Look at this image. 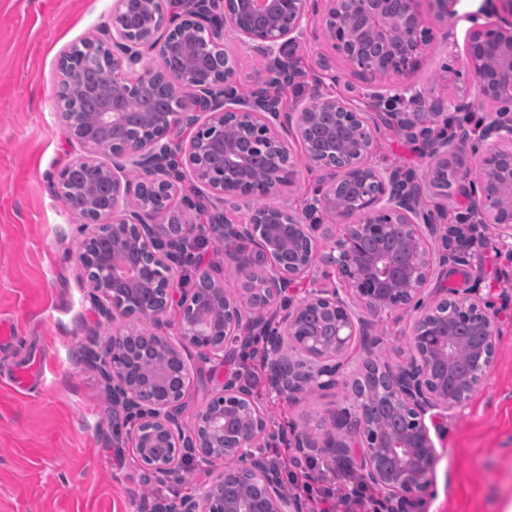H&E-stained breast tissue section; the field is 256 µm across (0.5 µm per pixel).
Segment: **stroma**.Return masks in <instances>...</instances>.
Instances as JSON below:
<instances>
[{"label": "stroma", "mask_w": 512, "mask_h": 512, "mask_svg": "<svg viewBox=\"0 0 512 512\" xmlns=\"http://www.w3.org/2000/svg\"><path fill=\"white\" fill-rule=\"evenodd\" d=\"M480 0H461L455 42L439 25L430 27V55L412 81L426 103L468 97L475 118L490 122L496 106L483 98L465 65L468 12ZM113 0H0V512H149L157 501L192 495L211 481L217 467L192 462L175 474L148 477L128 440L125 410L105 415L98 370L80 361L89 329L112 334L99 322L83 271L72 257L83 222L51 192L50 181L79 154L59 112L55 90L59 60L94 35L112 16ZM237 58L239 95L249 96L262 59L227 35ZM316 24L291 47L304 78L288 96L289 111L318 96L363 104L370 86L343 63L334 75L321 72V58L334 57ZM378 169L397 168L425 178L432 161L421 141L381 123L369 158ZM198 245L193 262L178 264V277L195 284L201 271L224 283L236 277L224 265V247L209 232V215L189 211ZM488 248H462L442 286L474 290L498 321L496 361L469 400L449 413L434 444L440 455L435 478L412 512H512V247L491 225L479 227ZM411 316L378 317L375 356L396 367L408 355ZM194 379L181 422L191 430L198 411L237 371L261 370L259 357L234 354L224 362L189 355ZM271 430L316 427L349 406V390L335 389L297 402L254 390Z\"/></svg>", "instance_id": "obj_1"}]
</instances>
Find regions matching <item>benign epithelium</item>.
<instances>
[{
  "mask_svg": "<svg viewBox=\"0 0 512 512\" xmlns=\"http://www.w3.org/2000/svg\"><path fill=\"white\" fill-rule=\"evenodd\" d=\"M455 0H140L153 19L136 27L129 0H115L112 25L85 41L89 55L108 52L112 96L96 112H63L65 127L81 148L70 166L100 170L111 188L112 204L81 225L74 255L87 273L98 317L112 322V336L101 342L88 330L82 361L99 369L106 396L137 416L131 431L136 455L155 476L193 459L220 471L199 493L161 504L156 512H306L301 500L283 490L280 470L254 459L240 462L257 441H273L252 390L225 377L221 393L197 414L184 433L181 414L191 372L185 352L202 360L224 357L232 346L246 351L243 337L259 327L267 336L263 359L278 371L270 382L277 394L299 401L343 381L342 358L358 336L370 335L373 317L393 309L413 311L405 364L392 368L376 359L381 385L352 399L331 416L332 429L293 433L305 457L336 449L337 464L357 466L364 481L404 499L425 492L435 460L430 430L440 433L448 413L460 407L494 366L493 336L498 326L489 306L469 291L442 288L425 299L437 267L462 257L448 251V238L462 237L449 227L437 241L440 212L421 208L425 193L437 189L430 178L418 181L398 169L368 163L376 142L372 112L339 97H319L295 113L280 111L274 89L291 84L300 72L287 48L312 21L345 64L368 84L391 86L418 73L429 52L432 20L454 15ZM486 22L469 30L465 58L481 95L499 105L484 130L494 138L472 168L456 160L452 188L464 196L481 224L512 240V0H491ZM233 34L264 60L251 100L239 95L234 67L216 76L209 63ZM158 51L161 68L140 66L143 52ZM82 65L60 61L59 86L84 82ZM155 81L170 95L166 112H143L140 122L164 132L137 136L126 123L127 103L139 83ZM208 113L203 123L189 101ZM441 106L427 112L392 113L411 140L424 142L433 168L448 162L451 142L443 134L448 118ZM185 125L196 126L186 142ZM299 140L307 166L318 171L322 208L334 216L324 224L313 207L301 218L286 207L273 213L250 209L245 221L212 217L219 242L248 244L224 251V265L235 271L239 288L203 272L194 288L177 287L175 260L192 225L169 210L152 207L155 195L172 197L184 172L224 208L236 209L253 191L282 195L293 187L300 163L290 150ZM112 143L110 162L99 161L100 144ZM137 177H128V170ZM357 173L351 200H342L347 174ZM57 193L79 196L94 208L97 187ZM329 240L315 252L316 234ZM336 276L344 293L332 287L296 302L315 263ZM181 307L178 339L166 333L172 305ZM146 320L151 332L137 339L134 322ZM107 350L110 361L98 354Z\"/></svg>",
  "mask_w": 512,
  "mask_h": 512,
  "instance_id": "1",
  "label": "benign epithelium"
}]
</instances>
